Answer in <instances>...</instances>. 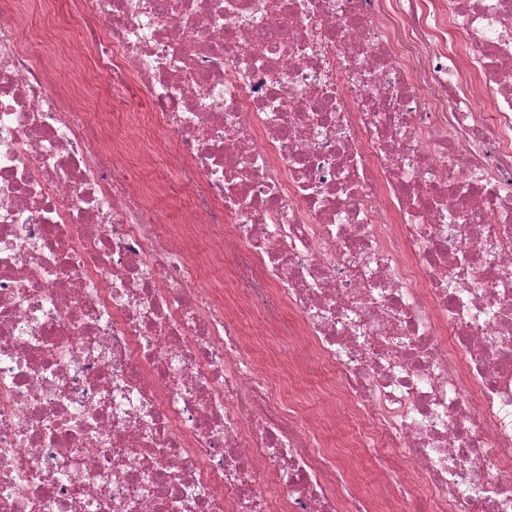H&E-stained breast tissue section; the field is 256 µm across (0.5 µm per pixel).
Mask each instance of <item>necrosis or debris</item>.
<instances>
[{"label":"necrosis or debris","mask_w":512,"mask_h":512,"mask_svg":"<svg viewBox=\"0 0 512 512\" xmlns=\"http://www.w3.org/2000/svg\"><path fill=\"white\" fill-rule=\"evenodd\" d=\"M68 2L151 110L0 12V512H512V0ZM101 82L109 97L110 105H112V93L115 99H125L130 113H145L149 111L150 103L146 93L135 84L122 77H114L110 69H103L101 72Z\"/></svg>","instance_id":"obj_1"}]
</instances>
